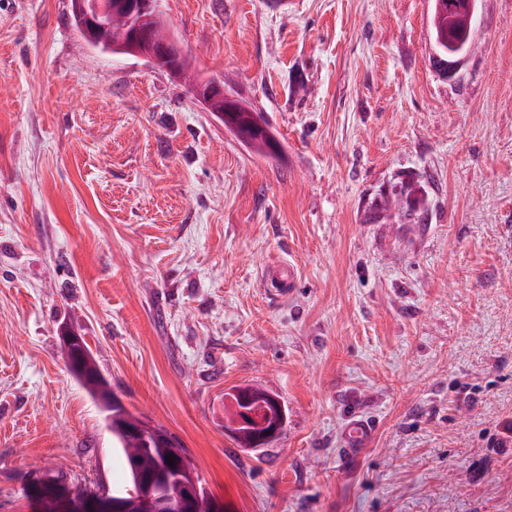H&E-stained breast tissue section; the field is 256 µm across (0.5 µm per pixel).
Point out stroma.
<instances>
[{
    "instance_id": "1",
    "label": "stroma",
    "mask_w": 512,
    "mask_h": 512,
    "mask_svg": "<svg viewBox=\"0 0 512 512\" xmlns=\"http://www.w3.org/2000/svg\"><path fill=\"white\" fill-rule=\"evenodd\" d=\"M161 9L271 153L69 0H0V512L126 488L65 330L228 512H512V0H478L451 79L431 0ZM251 383L288 422L244 452L224 392ZM371 433L370 425L363 420H351L344 428V442L347 451L361 448Z\"/></svg>"
}]
</instances>
